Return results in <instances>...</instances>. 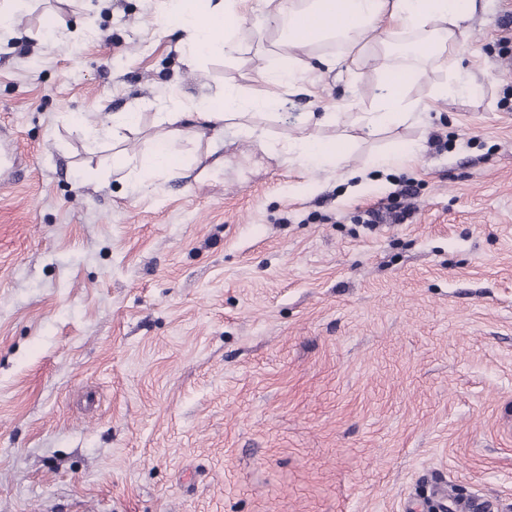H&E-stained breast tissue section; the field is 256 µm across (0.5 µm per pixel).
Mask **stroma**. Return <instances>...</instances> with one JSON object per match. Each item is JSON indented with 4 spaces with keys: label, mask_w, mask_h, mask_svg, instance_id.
Returning <instances> with one entry per match:
<instances>
[{
    "label": "stroma",
    "mask_w": 512,
    "mask_h": 512,
    "mask_svg": "<svg viewBox=\"0 0 512 512\" xmlns=\"http://www.w3.org/2000/svg\"><path fill=\"white\" fill-rule=\"evenodd\" d=\"M159 8L34 0L0 34V512H404L437 483L512 512V0H476L471 90L434 98L426 63L421 120L372 136L374 47L349 72L318 49L240 136L197 113L265 94L277 32L248 11L241 53L192 68ZM167 98L191 132L145 187ZM303 134L362 181L270 152ZM404 180L410 223H361Z\"/></svg>",
    "instance_id": "obj_1"
}]
</instances>
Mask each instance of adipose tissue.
Listing matches in <instances>:
<instances>
[{"label":"adipose tissue","instance_id":"obj_1","mask_svg":"<svg viewBox=\"0 0 512 512\" xmlns=\"http://www.w3.org/2000/svg\"><path fill=\"white\" fill-rule=\"evenodd\" d=\"M243 0H165L156 16L159 27L177 25L189 41L187 65L203 58H230L239 50ZM279 32L282 51L261 70L269 91L265 105L277 106L292 89L305 58L320 44L336 41L363 50L366 38L379 49L381 96L373 111L360 117L368 133L414 119L417 103L406 91L420 69L415 53L456 70V49L468 36L475 0H256ZM289 162L310 168L334 166L355 178L346 162V142L310 136L289 139L279 147Z\"/></svg>","mask_w":512,"mask_h":512}]
</instances>
